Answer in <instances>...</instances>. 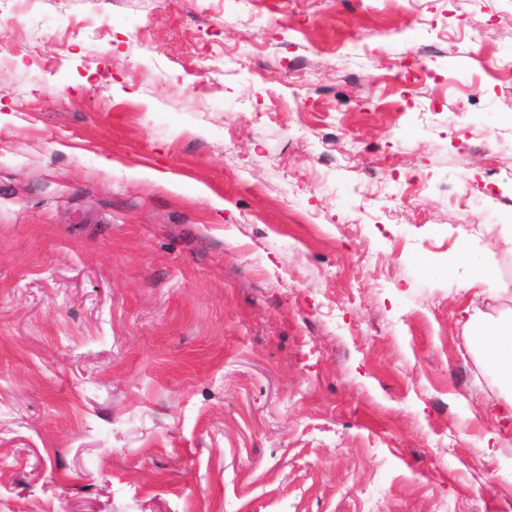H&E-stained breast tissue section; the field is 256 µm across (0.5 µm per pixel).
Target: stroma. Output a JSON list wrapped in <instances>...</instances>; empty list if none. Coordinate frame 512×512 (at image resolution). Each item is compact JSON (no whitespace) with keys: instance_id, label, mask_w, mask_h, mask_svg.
Wrapping results in <instances>:
<instances>
[{"instance_id":"stroma-1","label":"stroma","mask_w":512,"mask_h":512,"mask_svg":"<svg viewBox=\"0 0 512 512\" xmlns=\"http://www.w3.org/2000/svg\"><path fill=\"white\" fill-rule=\"evenodd\" d=\"M418 5L0 0V512H512V0ZM455 258L458 262L469 266L479 281H491L496 275V271L491 265L479 260L466 246L460 247ZM476 340L498 382L510 394L504 402L512 415V318L481 327Z\"/></svg>"}]
</instances>
